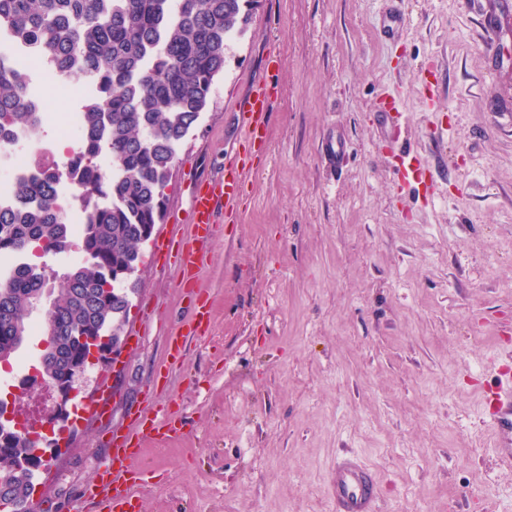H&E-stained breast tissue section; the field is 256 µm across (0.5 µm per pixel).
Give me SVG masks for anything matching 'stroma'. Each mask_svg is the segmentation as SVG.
<instances>
[{"label":"stroma","mask_w":512,"mask_h":512,"mask_svg":"<svg viewBox=\"0 0 512 512\" xmlns=\"http://www.w3.org/2000/svg\"><path fill=\"white\" fill-rule=\"evenodd\" d=\"M264 78L268 149L200 275L210 333L159 378L192 306L156 246L188 233L187 194L223 171L238 103ZM391 104L403 118L385 130L376 114ZM406 153L434 196L399 176ZM165 193L122 371L96 362L76 381L84 401L103 385L118 399L78 420L69 453L40 473L55 512H73L111 430L148 394L181 431L143 444V512H330L345 453L372 468L376 512H512L490 422L512 373V0H258Z\"/></svg>","instance_id":"35a3bbf8"}]
</instances>
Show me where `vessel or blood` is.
Listing matches in <instances>:
<instances>
[{
  "mask_svg": "<svg viewBox=\"0 0 512 512\" xmlns=\"http://www.w3.org/2000/svg\"><path fill=\"white\" fill-rule=\"evenodd\" d=\"M274 101L271 84L260 81L252 85L240 104L238 149L225 161L221 176L197 181L190 190V231L176 253L175 262L184 277L193 281L187 291L193 312L186 327L175 328L168 336L169 365L185 361L189 337H202L210 331V298L197 282L206 245L216 225L240 221L242 194L252 170L251 156L266 146ZM491 414L496 453L503 463L512 465V381L500 384ZM128 419L126 428L111 432L107 441L109 456L83 492V500L92 504L94 512H142L136 494L137 486L146 481V474L138 465L140 442L168 437L180 430L177 411L151 398L130 408ZM330 495L334 512H374L378 486L359 457L346 455L337 461L330 475Z\"/></svg>",
  "mask_w": 512,
  "mask_h": 512,
  "instance_id": "b4317fda",
  "label": "vessel or blood"
}]
</instances>
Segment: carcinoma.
<instances>
[{
    "label": "carcinoma",
    "instance_id": "1",
    "mask_svg": "<svg viewBox=\"0 0 512 512\" xmlns=\"http://www.w3.org/2000/svg\"><path fill=\"white\" fill-rule=\"evenodd\" d=\"M255 0H0V31L36 44L62 80L88 78L80 108L84 136L70 158L79 174L82 265L60 274L27 263L0 276V364H11L30 316L49 300L39 374L72 385L90 348L119 343L128 322L130 281L151 227L164 218L165 188L178 148L224 74L228 41L244 32ZM38 128L29 80L0 56V139ZM107 153L108 168L96 158ZM33 199L21 216L0 211V254L60 253L66 234L55 172L22 183ZM28 433L0 423V502L34 493L42 458L30 460Z\"/></svg>",
    "mask_w": 512,
    "mask_h": 512
}]
</instances>
